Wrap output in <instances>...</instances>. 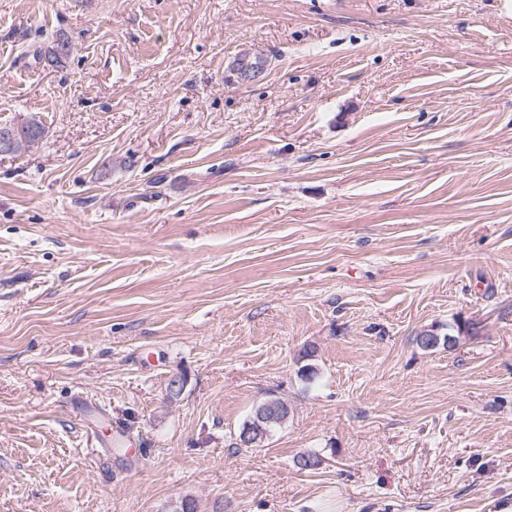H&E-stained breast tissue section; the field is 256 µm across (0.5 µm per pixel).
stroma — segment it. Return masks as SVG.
Segmentation results:
<instances>
[{
    "label": "stroma",
    "instance_id": "1",
    "mask_svg": "<svg viewBox=\"0 0 512 512\" xmlns=\"http://www.w3.org/2000/svg\"><path fill=\"white\" fill-rule=\"evenodd\" d=\"M33 115L0 156V512H512L500 0H0V124ZM22 136L21 143L18 146L19 131L18 128H9L0 130V155L24 153L35 143L41 140L45 134V128L42 122L36 117H30L20 123ZM23 151V152H22Z\"/></svg>",
    "mask_w": 512,
    "mask_h": 512
}]
</instances>
